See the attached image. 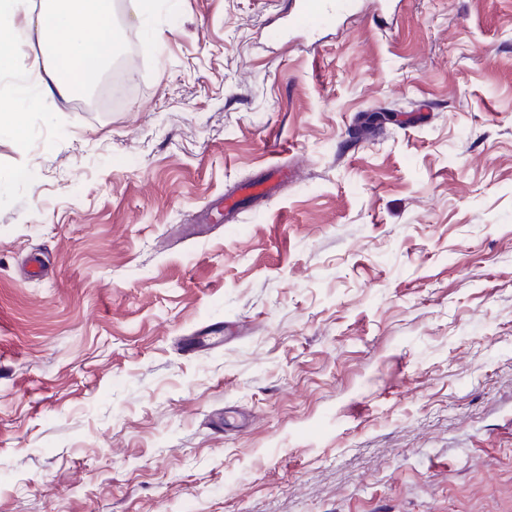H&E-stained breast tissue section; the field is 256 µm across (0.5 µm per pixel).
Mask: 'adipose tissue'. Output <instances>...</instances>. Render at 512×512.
Listing matches in <instances>:
<instances>
[{"mask_svg": "<svg viewBox=\"0 0 512 512\" xmlns=\"http://www.w3.org/2000/svg\"><path fill=\"white\" fill-rule=\"evenodd\" d=\"M112 0H44L40 12L25 0H0V75L14 72L18 51L31 30H39L52 50L69 45L52 91L69 97L82 89L87 75L111 61L115 51Z\"/></svg>", "mask_w": 512, "mask_h": 512, "instance_id": "ef3b65f1", "label": "adipose tissue"}]
</instances>
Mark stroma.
<instances>
[{
	"label": "stroma",
	"instance_id": "1",
	"mask_svg": "<svg viewBox=\"0 0 512 512\" xmlns=\"http://www.w3.org/2000/svg\"><path fill=\"white\" fill-rule=\"evenodd\" d=\"M282 7L114 0L102 109L36 31L0 79V512H512V0ZM293 7L288 12V4L283 18L285 23L275 27L270 32L274 41L283 40L288 36L289 30L310 34L319 28L331 25L341 15L349 12L355 1L353 0H290Z\"/></svg>",
	"mask_w": 512,
	"mask_h": 512
}]
</instances>
